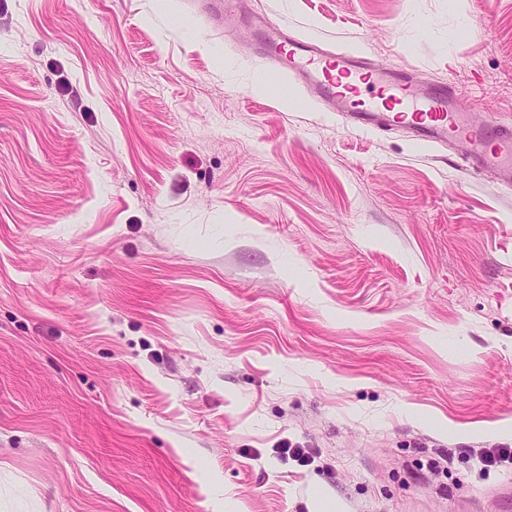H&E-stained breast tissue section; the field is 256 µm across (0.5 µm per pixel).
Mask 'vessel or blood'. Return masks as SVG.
<instances>
[{"label":"vessel or blood","mask_w":512,"mask_h":512,"mask_svg":"<svg viewBox=\"0 0 512 512\" xmlns=\"http://www.w3.org/2000/svg\"><path fill=\"white\" fill-rule=\"evenodd\" d=\"M264 54L274 72L310 83L351 130L403 129L420 145H460L467 168L494 169L512 182V126L473 122L458 108L452 85L423 89L401 69L371 63L355 52L326 51L274 26L265 37Z\"/></svg>","instance_id":"obj_1"}]
</instances>
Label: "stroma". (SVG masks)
<instances>
[{
    "label": "stroma",
    "instance_id": "35a3bbf8",
    "mask_svg": "<svg viewBox=\"0 0 512 512\" xmlns=\"http://www.w3.org/2000/svg\"><path fill=\"white\" fill-rule=\"evenodd\" d=\"M262 17L512 124V0H0V512H512V187Z\"/></svg>",
    "mask_w": 512,
    "mask_h": 512
}]
</instances>
